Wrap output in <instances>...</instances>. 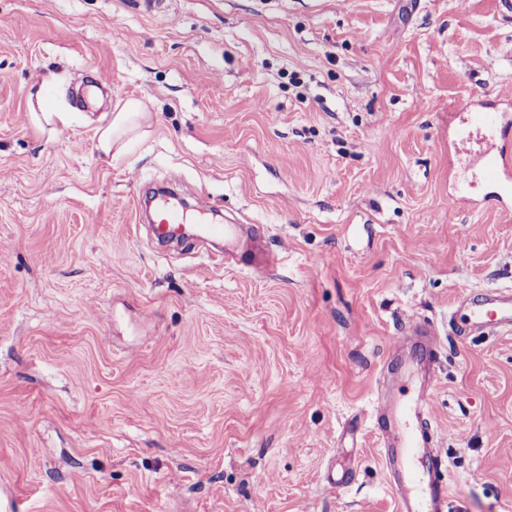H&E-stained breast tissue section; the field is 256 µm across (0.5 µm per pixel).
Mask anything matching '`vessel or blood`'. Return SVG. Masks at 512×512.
Segmentation results:
<instances>
[{"label":"vessel or blood","mask_w":512,"mask_h":512,"mask_svg":"<svg viewBox=\"0 0 512 512\" xmlns=\"http://www.w3.org/2000/svg\"><path fill=\"white\" fill-rule=\"evenodd\" d=\"M470 125L484 130L488 142L476 152L472 163L481 179L496 187L495 199L505 204L512 201V114L474 97L467 105ZM154 231L158 241H166L178 226H186L188 234L196 231L225 238L232 247L242 250L241 262L249 268L267 270L277 262L275 253L262 248L259 241L241 242L236 227L206 224L202 229L187 226L182 209L167 204L154 212ZM462 323L453 325L454 335L462 337L494 329H512V290L488 289L478 296L464 297ZM411 333H423L422 357L419 363H406L405 368L415 379L413 389L400 398L383 399L375 410L376 423L384 447V459L397 495L399 512H413L416 501H431L437 512H447L448 485L439 477L440 458L433 448L437 435L432 429L430 402L433 390V364L437 341L433 330H420L410 325Z\"/></svg>","instance_id":"1"}]
</instances>
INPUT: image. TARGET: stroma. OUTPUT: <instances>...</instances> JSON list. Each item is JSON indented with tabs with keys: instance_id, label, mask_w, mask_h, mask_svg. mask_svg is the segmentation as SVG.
<instances>
[{
	"instance_id": "35a3bbf8",
	"label": "stroma",
	"mask_w": 512,
	"mask_h": 512,
	"mask_svg": "<svg viewBox=\"0 0 512 512\" xmlns=\"http://www.w3.org/2000/svg\"><path fill=\"white\" fill-rule=\"evenodd\" d=\"M42 87L72 115L50 133ZM477 92L512 106L499 0H0V502L397 512L370 414L414 322L450 512H512V331L449 327L512 289V208L449 120ZM129 99L150 119L104 154ZM168 181L277 265L154 249ZM35 105L32 102V116L35 123L41 130H45L46 126H50V132L55 130V125L60 122L65 124L68 120L69 112H56L52 104L47 99L44 88H40L35 95ZM36 108L39 112L36 111ZM147 115L146 107L136 100L116 105L109 122L96 129V147L107 155L112 154V149L115 154L123 152L130 137L142 126Z\"/></svg>"
}]
</instances>
